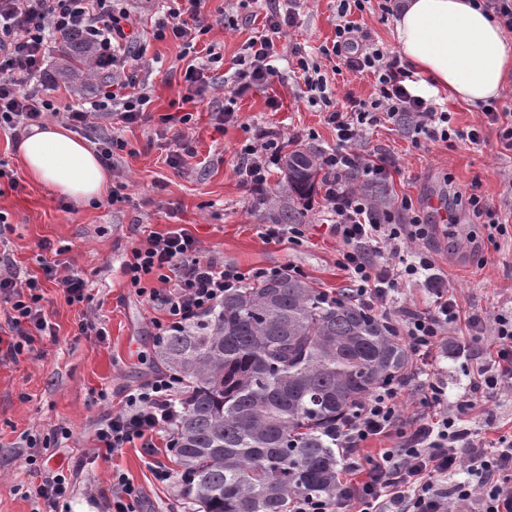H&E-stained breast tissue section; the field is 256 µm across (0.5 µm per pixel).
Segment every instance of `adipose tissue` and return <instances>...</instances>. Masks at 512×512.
Here are the masks:
<instances>
[{"instance_id": "1", "label": "adipose tissue", "mask_w": 512, "mask_h": 512, "mask_svg": "<svg viewBox=\"0 0 512 512\" xmlns=\"http://www.w3.org/2000/svg\"><path fill=\"white\" fill-rule=\"evenodd\" d=\"M398 53L430 90L478 105L500 96L512 75V39L477 0H401L394 17ZM28 177L77 203L105 197L106 167L63 125L31 127L17 146Z\"/></svg>"}]
</instances>
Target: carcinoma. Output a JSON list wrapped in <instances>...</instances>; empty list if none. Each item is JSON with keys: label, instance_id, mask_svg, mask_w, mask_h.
Returning a JSON list of instances; mask_svg holds the SVG:
<instances>
[{"label": "carcinoma", "instance_id": "obj_1", "mask_svg": "<svg viewBox=\"0 0 512 512\" xmlns=\"http://www.w3.org/2000/svg\"><path fill=\"white\" fill-rule=\"evenodd\" d=\"M57 52L71 86L100 74L81 36H65ZM284 170L306 195L320 156L291 151ZM411 356L388 320L350 300L326 302L297 277L224 293L208 316L159 344L183 385L172 444L183 499L199 512H289L299 495L333 501L336 421L401 378Z\"/></svg>", "mask_w": 512, "mask_h": 512}]
</instances>
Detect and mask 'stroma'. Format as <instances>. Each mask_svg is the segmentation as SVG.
Returning <instances> with one entry per match:
<instances>
[{
    "label": "stroma",
    "mask_w": 512,
    "mask_h": 512,
    "mask_svg": "<svg viewBox=\"0 0 512 512\" xmlns=\"http://www.w3.org/2000/svg\"><path fill=\"white\" fill-rule=\"evenodd\" d=\"M159 0H134L131 18L142 39L136 48L138 74L151 89L153 102L143 122L127 127L94 124L79 138L94 144L108 135L127 144L115 161V174L126 186V202L110 206L79 204L32 182L16 152L12 131L0 130V168L13 179L0 178V253L9 254L19 277L41 276V260L63 257L86 282L91 299L68 304L61 288L44 282V313L54 333L35 337L20 355L8 354L4 342L9 304L0 300V512H33L26 489L33 478L25 463V440L47 438L51 467L71 476L73 493L66 506H45L44 512H106L113 471H121L141 489L138 512H175L180 485L155 481L150 459L166 466L175 461L168 448L149 457L139 444L112 454L100 449L96 429L117 405L124 391L163 372L156 357L152 325L160 311L138 297L121 273V263L149 232L182 226L208 254L243 269L292 264L317 291L342 293L349 281L336 263L338 240L322 211L320 190L297 195L283 171H276L267 198L255 204L240 182L238 149L251 138L254 126H276L296 137L295 147L323 153L336 144L335 131L324 124L319 107L308 101L294 76L252 89L238 102L242 123L222 126L212 115L224 104L223 91H207L202 102L182 100L180 78L186 63L181 44L154 40L150 18ZM227 0H206L203 8L210 30L203 38L232 63L242 44L260 30V0L235 13V29L224 27ZM298 24L281 37L285 45L301 44L310 56L335 37L334 0H299ZM278 100L271 110L269 100ZM437 101L453 114L458 128L479 126L480 145L423 142L408 134L376 128L373 147L393 160L386 182L359 181L362 192L382 209L397 210L402 198L432 226L424 247L439 280L448 284L462 311L489 318L512 313V246H495L473 215L467 200L478 195L493 209L512 202V153L500 149L495 127L486 125L480 108L438 94ZM189 112V134L195 156L181 168L169 166V149L159 133L165 115ZM300 225L299 241L271 242L261 235L265 224ZM97 319L101 336L80 334L82 319ZM464 327L452 330L447 345L437 349L435 365L448 380L449 395L469 385L476 363L463 352ZM481 437L512 433V387L491 398L476 423ZM65 427L68 438H56Z\"/></svg>",
    "instance_id": "35a3bbf8"
}]
</instances>
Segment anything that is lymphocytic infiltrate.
I'll return each instance as SVG.
<instances>
[{"mask_svg":"<svg viewBox=\"0 0 512 512\" xmlns=\"http://www.w3.org/2000/svg\"><path fill=\"white\" fill-rule=\"evenodd\" d=\"M202 2L170 0L155 23L154 38L194 49L207 33L201 22ZM368 2L336 0L335 39L321 53L336 57L348 70L372 74L374 97L337 96L320 64L301 47L287 49L279 42L280 34L296 24V0H266L262 30L243 43L228 80L224 108L216 118L223 126L239 123L237 98L282 81L278 60L287 55L295 58V77L302 80L312 103L320 105L325 124L336 133L335 148L322 155L321 184L324 214L342 243L338 264L352 283L344 296L379 310L400 280L419 279L433 264L420 247L429 234L420 216L395 223L390 211L378 209L353 184L358 177L370 182L391 177L390 158L369 148L367 131L390 124L415 141L472 145L482 142L483 133L478 127H455L450 112L434 99L413 94L408 84L414 76L398 54L374 42L361 43L362 32L352 16L365 11ZM131 24L129 10L115 6L113 0H0V128L17 133L50 116L62 117L74 130L98 117L125 125L144 120L152 97L132 64L137 37ZM75 29L96 44L103 67L119 68L120 74L93 98L62 108L45 84L43 66L52 41ZM223 64V52L207 46L204 60L185 68L183 101H201L213 72ZM282 138L278 128L258 126L252 139L241 145L240 176L250 196L265 198L270 171L283 161ZM374 252L384 255V262L372 261ZM121 269L138 296L163 310V318L153 322L160 341L211 313L229 289L295 271L291 265L244 270L224 263L206 254L200 240L183 227L149 234L126 255ZM42 270L43 278L21 280L11 259L0 257V294L10 304L8 319L15 335L10 353H21L33 335L51 333L41 305L42 280L62 288L68 303L89 299L84 280L65 262H43ZM150 276L156 277L157 286H147ZM463 319L475 330L466 348L480 365L472 388L452 404L447 383L431 372L430 365L435 349L447 341L449 327ZM395 331L420 360L415 376L379 386L337 423L336 447L343 467L335 500L300 496L294 499L292 512H512V439L475 442L467 426L476 409L512 383V317L496 316L489 322L473 315L462 317L456 301L438 285L425 309H400ZM487 331L493 336L489 348L482 339ZM417 376L426 386L429 410L409 419L400 409L399 398ZM179 393L178 379L168 373L129 391L118 409L100 423L96 433L100 448L117 452L134 442L151 448L157 435L174 434L171 405ZM374 437L396 438L400 445L372 455L364 444ZM26 444V464L40 479L32 497L50 505L68 497L70 480L50 468L40 437H29Z\"/></svg>","mask_w":512,"mask_h":512,"instance_id":"1","label":"lymphocytic infiltrate"}]
</instances>
